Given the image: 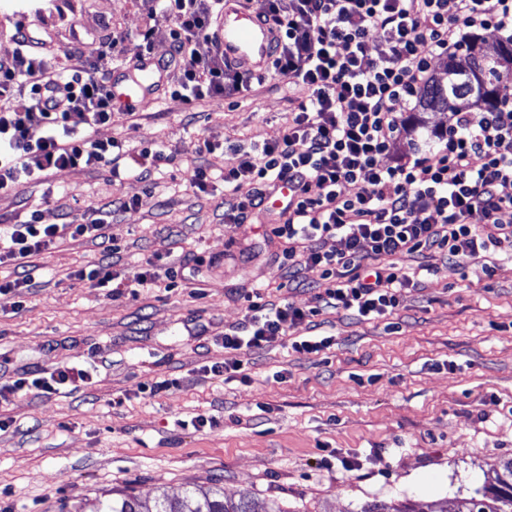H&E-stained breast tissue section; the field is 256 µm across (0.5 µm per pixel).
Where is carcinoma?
<instances>
[{"label":"carcinoma","instance_id":"cac0c4a2","mask_svg":"<svg viewBox=\"0 0 512 512\" xmlns=\"http://www.w3.org/2000/svg\"><path fill=\"white\" fill-rule=\"evenodd\" d=\"M512 75V39L501 41L492 54L478 43L463 55V62L448 63V82L432 81L423 93V110L445 112L461 100L475 99L481 107L491 108L498 97L503 78ZM92 512H283L274 501H258L248 494L238 500L224 498L220 490L188 493L181 497L162 496L154 510H142L133 495L116 493L100 501ZM359 512H417L411 504L371 503ZM438 512H512V457L502 461L491 481L476 495L441 506Z\"/></svg>","mask_w":512,"mask_h":512}]
</instances>
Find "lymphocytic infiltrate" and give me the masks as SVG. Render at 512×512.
Returning a JSON list of instances; mask_svg holds the SVG:
<instances>
[{"label":"lymphocytic infiltrate","mask_w":512,"mask_h":512,"mask_svg":"<svg viewBox=\"0 0 512 512\" xmlns=\"http://www.w3.org/2000/svg\"><path fill=\"white\" fill-rule=\"evenodd\" d=\"M163 18L174 23L173 51L161 60L174 74V96L183 102L214 94L252 91L264 79L229 66L214 30L223 0H156ZM264 16L280 31L270 70L301 86L306 96L288 117L283 136L250 147L233 142L234 163L222 176L197 168L194 185L208 191L222 180L228 208L224 221L244 224L265 213V202L287 181L288 197L269 213L272 233L283 244L279 267L309 265L327 282L318 295L323 311L381 319L399 305L419 274L384 256L440 254L446 267L477 262L485 276L495 269L491 255L512 249V156L500 146L512 140V98L496 112H456L437 134L434 149H416L407 159L386 164L398 130L395 106L419 97L433 57L462 51L480 31L512 32V0H266ZM211 48L199 53L197 40ZM122 37L101 41L95 55L73 54L67 75L37 55L30 33H20L11 57L0 60V191L46 178L63 168L109 167L113 180L149 182L154 168L173 163L163 148L128 155L121 140L98 139L95 127L112 120V72L103 59L118 55ZM27 92L29 107L9 109ZM80 115L86 125L70 123ZM320 192L310 196L309 185ZM93 218L81 224H44L31 212L20 224L0 226V264L13 262L19 274L0 281V298L18 296L33 279L31 257L63 238L111 239ZM337 238L336 251L324 240ZM178 270L156 261L131 275L102 260L75 271L76 280L95 288L117 281L129 290L173 278ZM307 326L306 336L289 334ZM309 312L291 303L250 302L238 326L225 332L231 350H258L283 342L292 352L317 354L332 344ZM87 370L59 367L48 374L0 385V403L18 393L44 396L73 391L88 381Z\"/></svg>","instance_id":"obj_1"}]
</instances>
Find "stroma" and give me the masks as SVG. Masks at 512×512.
<instances>
[{
    "mask_svg": "<svg viewBox=\"0 0 512 512\" xmlns=\"http://www.w3.org/2000/svg\"><path fill=\"white\" fill-rule=\"evenodd\" d=\"M148 0H0V58L10 57L26 17L50 39L59 68L71 65L66 37L78 29L80 52H96L119 33L123 58L135 63ZM170 80L135 103L137 122L115 106L100 139L134 151L172 152L150 186L114 183L108 168L61 169L0 193V217L44 224L82 221L96 208L116 249L91 240L58 241L34 256L40 271L22 305H0V383L21 374L93 361L90 384L45 397L30 391L0 404V512H71L72 505L127 492L140 501L184 495L220 484L225 497L248 493L283 512H359L370 502L409 501L419 512L473 495L512 457V254L495 257L493 277L479 266L449 269L440 256L402 255L399 264L432 265L403 292L389 317L363 321L321 314L334 339L320 355L276 345L249 352L222 346L240 323L245 298L309 310L322 270L294 274L277 267L282 250L263 221H224V189H194L197 166L223 173L230 154L198 155L199 143L279 139L301 87L270 77L247 95H214L192 103L172 96ZM401 134L391 158L434 146L445 112L413 102L396 107ZM133 192L136 204L112 207ZM157 255L185 263L188 287L112 293L75 280L76 270L109 257L133 272ZM251 363L253 381L208 374L212 365ZM178 379L151 394V383ZM204 415L216 426L196 430ZM360 467L345 470L343 458Z\"/></svg>",
    "mask_w": 512,
    "mask_h": 512,
    "instance_id": "35a3bbf8",
    "label": "stroma"
}]
</instances>
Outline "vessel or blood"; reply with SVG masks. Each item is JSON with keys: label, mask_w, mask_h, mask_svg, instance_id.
I'll list each match as a JSON object with an SVG mask.
<instances>
[{"label": "vessel or blood", "mask_w": 512, "mask_h": 512, "mask_svg": "<svg viewBox=\"0 0 512 512\" xmlns=\"http://www.w3.org/2000/svg\"><path fill=\"white\" fill-rule=\"evenodd\" d=\"M217 36L226 61L254 75L268 71L277 32L261 14L246 9L241 0H224L217 20ZM156 71L154 62H143L138 76L129 77L126 85L113 86L114 99L129 101L145 93Z\"/></svg>", "instance_id": "1"}]
</instances>
